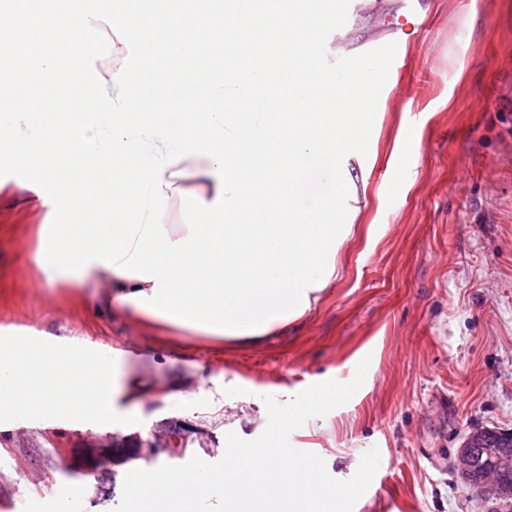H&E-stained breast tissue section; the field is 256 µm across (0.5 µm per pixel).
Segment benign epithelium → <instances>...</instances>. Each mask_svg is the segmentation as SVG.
Listing matches in <instances>:
<instances>
[{
    "label": "benign epithelium",
    "mask_w": 512,
    "mask_h": 512,
    "mask_svg": "<svg viewBox=\"0 0 512 512\" xmlns=\"http://www.w3.org/2000/svg\"><path fill=\"white\" fill-rule=\"evenodd\" d=\"M454 470L485 497L512 509V431L477 427L467 432L457 449Z\"/></svg>",
    "instance_id": "benign-epithelium-1"
}]
</instances>
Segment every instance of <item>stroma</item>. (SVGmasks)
I'll use <instances>...</instances> for the list:
<instances>
[{"mask_svg": "<svg viewBox=\"0 0 512 512\" xmlns=\"http://www.w3.org/2000/svg\"><path fill=\"white\" fill-rule=\"evenodd\" d=\"M404 9L405 24L370 36L371 17ZM79 55L105 92L129 71L132 43L121 31ZM405 44L391 69L393 42ZM326 61L352 55L382 65L375 125L362 151L369 204L336 255V277L306 313L256 340L148 329L118 304L95 306L104 283L40 282L39 228L60 221L44 185L0 167V336L54 335L112 349L132 377L157 395L136 419L100 431L44 422L0 429V504L32 512L61 480L88 489L85 512H113L89 474L88 449L128 448L187 433L181 465L223 455L207 422L245 408L247 439L260 435L265 396L299 393L325 380L350 381L370 358L365 382L325 429L304 424L291 445L331 458V475L351 478L378 449L377 474L354 512H499L453 469L463 436L478 426L512 430V0H356L323 33ZM237 378L232 390L224 381Z\"/></svg>", "mask_w": 512, "mask_h": 512, "instance_id": "obj_1", "label": "stroma"}]
</instances>
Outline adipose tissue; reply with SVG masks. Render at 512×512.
<instances>
[{
    "instance_id": "ef3b65f1",
    "label": "adipose tissue",
    "mask_w": 512,
    "mask_h": 512,
    "mask_svg": "<svg viewBox=\"0 0 512 512\" xmlns=\"http://www.w3.org/2000/svg\"><path fill=\"white\" fill-rule=\"evenodd\" d=\"M37 0L20 12L0 0L6 34L39 44L41 74L58 102L40 111L17 93V62L0 57V146L17 164L38 170L68 217L40 229L36 264L45 285L100 275L115 298L146 325L196 336L249 339L304 314L309 296L336 276V253L367 198L361 148L373 129L376 76L360 61L329 70L321 36L333 17L322 0ZM134 20L169 34L168 54L143 65L136 80L112 74L123 92L85 90L63 71V50L89 42L90 17ZM224 25L263 29L285 65L235 67L209 80L218 65L207 31ZM274 86L261 125L251 107ZM177 100L182 108L163 111ZM289 111H281V104ZM157 133L153 151L143 131ZM137 181V194L90 198L83 180ZM190 222L172 227L159 215L185 181ZM331 192L314 195L317 182ZM151 393L111 356L81 344L0 339V424L38 420L110 428Z\"/></svg>"
}]
</instances>
